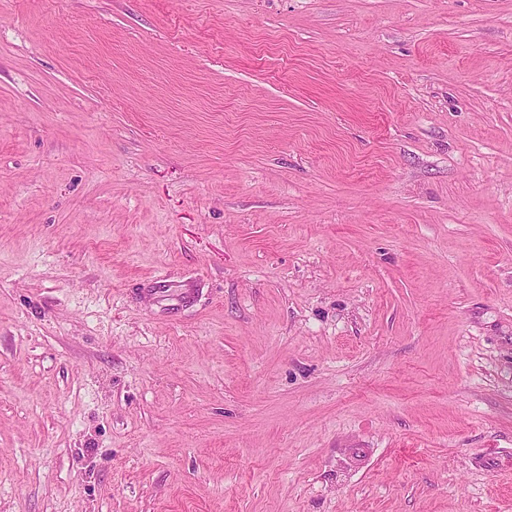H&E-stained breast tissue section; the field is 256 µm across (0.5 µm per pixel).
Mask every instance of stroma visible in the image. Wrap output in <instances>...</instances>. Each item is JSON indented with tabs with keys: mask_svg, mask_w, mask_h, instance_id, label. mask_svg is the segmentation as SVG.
Returning <instances> with one entry per match:
<instances>
[{
	"mask_svg": "<svg viewBox=\"0 0 512 512\" xmlns=\"http://www.w3.org/2000/svg\"><path fill=\"white\" fill-rule=\"evenodd\" d=\"M0 512H512V0H0Z\"/></svg>",
	"mask_w": 512,
	"mask_h": 512,
	"instance_id": "35a3bbf8",
	"label": "stroma"
}]
</instances>
